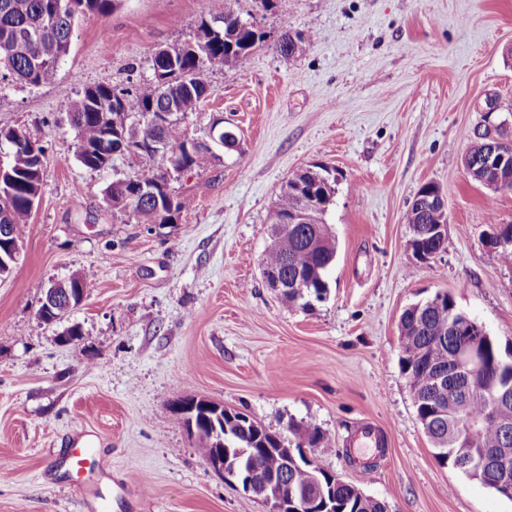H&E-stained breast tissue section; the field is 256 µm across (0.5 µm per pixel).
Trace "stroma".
<instances>
[{"label": "stroma", "mask_w": 512, "mask_h": 512, "mask_svg": "<svg viewBox=\"0 0 512 512\" xmlns=\"http://www.w3.org/2000/svg\"><path fill=\"white\" fill-rule=\"evenodd\" d=\"M265 34L238 67L209 66L213 89L183 121L196 138L214 118L239 146L172 181L185 209L149 224L104 200L134 156L80 165L68 121L87 86L134 90L161 47L183 41L224 0H122L81 17L54 82L0 86V128H28L46 150L43 188L21 257L0 280V512H96L67 475L73 437L100 448L123 499L107 512H267L209 467L175 407L206 399L297 439L319 426L321 467L387 512H512L439 465L401 370L399 318L436 292L500 345L512 343V266L482 234L512 223V193H490L462 157L493 96L512 136V0H241ZM313 34L279 55L281 34ZM336 170L326 221L336 261L325 300L303 310L261 276L282 185L317 165ZM448 204V247L418 262L405 214L418 189ZM80 275V306L45 324L51 284ZM76 340L65 341L70 328Z\"/></svg>", "instance_id": "stroma-1"}]
</instances>
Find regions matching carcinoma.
<instances>
[{"mask_svg": "<svg viewBox=\"0 0 512 512\" xmlns=\"http://www.w3.org/2000/svg\"><path fill=\"white\" fill-rule=\"evenodd\" d=\"M120 0H0V81L38 87L54 80L61 60L68 55L75 20L88 12L110 13ZM240 0H224L221 16L203 21L184 42L171 47L173 55L153 56L152 76L135 90L117 93L105 86H87L77 94L69 109V122L77 139V159L91 170L107 168L100 154L112 158L140 153L142 164L135 175L119 177L105 189L108 205L128 210L149 224H171L185 202L158 185H168L181 170H203L219 160V147L209 134L188 140L182 120L197 111L212 94L204 72L212 62L226 65L244 64L265 33L244 19ZM42 29L39 39L27 40L28 31ZM313 35L286 32L275 45L276 51L289 57L310 45ZM162 112V122H148L150 114ZM151 142L168 151L171 160L163 163L142 145ZM0 154L9 175L0 180V224H9L13 239L21 241L24 224L38 201L43 186L46 162L43 145L31 140L27 131L0 129ZM336 175L326 167L295 173L282 187L276 211L286 217L297 208L300 196L312 190L320 205L330 204L335 193ZM152 186L157 193L144 197L138 188ZM406 223L413 232L435 223V211L423 200H413L406 213ZM500 261L512 265V224L504 230V245L495 250ZM336 257V244L325 219L314 224H290L286 232L270 243L262 260V276L271 288L280 285L288 303L302 309L328 293V272ZM461 316L456 303L442 304L430 310L417 302L402 313L406 346L402 347L401 366L409 386L419 395L415 408L424 431L443 440L436 448L435 459L483 485L494 488L488 476L472 471V461L482 448H512V432L503 430L501 422L512 424V402L495 403L492 391L512 381V371L501 367L504 351L492 339L485 340V365L468 391L460 389L453 378L431 382L432 367H443L453 348L462 343L453 326ZM185 428H194L200 446L212 448L224 435V448H263L271 435L253 419L235 416V422H222L213 412L195 407L176 413ZM308 447L333 452L327 434L318 427L307 435ZM260 467L277 474L297 491L314 487L326 494L330 512H384L358 486L340 480L326 483L327 469L302 456L283 463L282 456L270 453L260 458Z\"/></svg>", "mask_w": 512, "mask_h": 512, "instance_id": "cac0c4a2", "label": "carcinoma"}]
</instances>
